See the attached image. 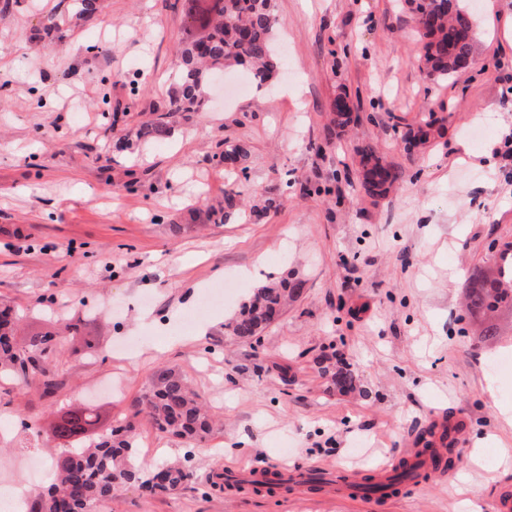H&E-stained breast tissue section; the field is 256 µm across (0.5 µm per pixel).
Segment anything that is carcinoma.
<instances>
[{"mask_svg":"<svg viewBox=\"0 0 512 512\" xmlns=\"http://www.w3.org/2000/svg\"><path fill=\"white\" fill-rule=\"evenodd\" d=\"M414 13L417 31L423 43L422 60L427 77L447 80L463 64L477 55L476 18L463 0H405ZM215 20L202 17L193 10L191 16L209 26L207 36L179 47L181 86L171 101L172 112H194L204 103L203 89L214 75L234 65L251 69L258 86L270 81L277 70L278 56L272 48L277 24L273 0H219ZM97 0H73L71 14L49 18L47 35L64 37L73 21L96 11ZM167 131L163 118L143 124L136 137L150 140ZM363 187L372 197L385 194L399 178L396 170L381 164L373 153L361 159ZM499 277L476 281L467 297L470 315L512 312V284L504 281L506 271L512 272V246L499 254ZM304 282L284 278L257 288L242 304L238 314L224 324L226 335L247 342L260 337L279 320L288 305L297 301ZM16 317L12 310H0V372L16 374L25 379L49 380L52 338L45 334L33 336L19 347L14 342ZM138 412L145 413L161 432L185 439L202 438L213 430L212 420L200 396L187 378L167 365H158L149 375L147 386L137 403ZM80 416L91 427L95 416L89 408H75L61 413L53 427V436L70 447L51 462L52 480L30 501L28 512H96L123 489L133 487L143 495L172 492L179 489L191 473L180 463L155 469L134 461L135 435L131 425H112L110 433L86 447L72 443L83 435L64 432L66 421ZM415 478L413 468L403 461L394 470L386 485L373 478L358 484L367 493H382Z\"/></svg>","mask_w":512,"mask_h":512,"instance_id":"1","label":"carcinoma"}]
</instances>
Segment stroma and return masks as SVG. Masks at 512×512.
<instances>
[{
	"instance_id": "35a3bbf8",
	"label": "stroma",
	"mask_w": 512,
	"mask_h": 512,
	"mask_svg": "<svg viewBox=\"0 0 512 512\" xmlns=\"http://www.w3.org/2000/svg\"><path fill=\"white\" fill-rule=\"evenodd\" d=\"M63 39L43 32L71 0H0V305L15 336L49 332L57 382L0 378V457L50 459L60 408L93 404L99 432L130 420L144 463L193 451L176 492L118 495L99 512H496L512 492V337L483 341L464 295L512 242V0H475L479 66L433 81L404 0H274L278 75L245 70L174 112L176 50L200 37L184 0H99ZM347 93L356 119L337 128ZM165 116L168 133L127 145ZM428 143L406 150L424 118ZM243 144L232 166L220 155ZM401 179L368 197L360 153ZM237 192L219 220L224 192ZM277 209L265 210L266 200ZM293 273L302 297L260 339L224 323L261 283ZM351 370L353 388L319 370ZM180 370L215 422L202 443L135 414L158 364ZM449 468L388 496L339 495L336 475L408 459L428 427ZM326 473L314 490L229 491L213 473L257 463Z\"/></svg>"
}]
</instances>
